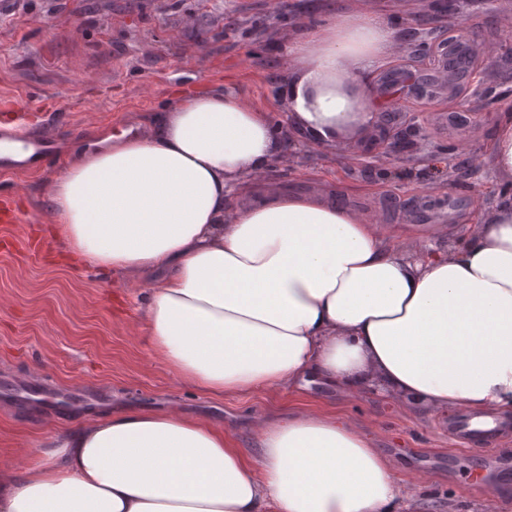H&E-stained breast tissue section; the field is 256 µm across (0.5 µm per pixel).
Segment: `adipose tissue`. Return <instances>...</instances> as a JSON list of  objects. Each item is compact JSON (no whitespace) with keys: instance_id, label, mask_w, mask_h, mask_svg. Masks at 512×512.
Listing matches in <instances>:
<instances>
[{"instance_id":"1","label":"adipose tissue","mask_w":512,"mask_h":512,"mask_svg":"<svg viewBox=\"0 0 512 512\" xmlns=\"http://www.w3.org/2000/svg\"><path fill=\"white\" fill-rule=\"evenodd\" d=\"M395 39L380 14L300 32L281 90L296 131L332 143L372 121ZM106 142L66 150L50 235L74 263L148 278L150 344L182 382L221 397L375 381L429 410L512 412V195L454 252L410 262L335 192L258 182L285 137L232 94L182 95L148 132ZM488 153L512 180L511 112ZM255 432L256 461L209 420L117 408L56 434L44 462L0 468V512H395L406 495L343 418L265 415Z\"/></svg>"}]
</instances>
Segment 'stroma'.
I'll return each instance as SVG.
<instances>
[{
  "instance_id": "35a3bbf8",
  "label": "stroma",
  "mask_w": 512,
  "mask_h": 512,
  "mask_svg": "<svg viewBox=\"0 0 512 512\" xmlns=\"http://www.w3.org/2000/svg\"><path fill=\"white\" fill-rule=\"evenodd\" d=\"M335 12L396 20L394 53L371 78L381 109L364 134L309 144L262 180L286 192L335 189L350 209L409 229L390 237L394 250L450 253L508 191L486 150L496 112L512 106V14L502 0H18L0 18V101L25 106L32 133L55 121L52 156L0 171V388L34 375L45 396L39 405L0 398L1 467L26 464L56 433L117 407L207 419L253 458L257 417L333 412L392 459L408 491L397 512H512V477L484 489L482 453L449 437L456 411L314 385L214 397L182 383L150 346L148 281L71 265L44 232L65 145L148 130L177 91L230 93L290 125L278 99L292 70L286 48ZM460 32L468 53L453 93L384 89L387 74L401 70L436 75L442 45ZM388 130L416 136L420 151L382 154Z\"/></svg>"
}]
</instances>
